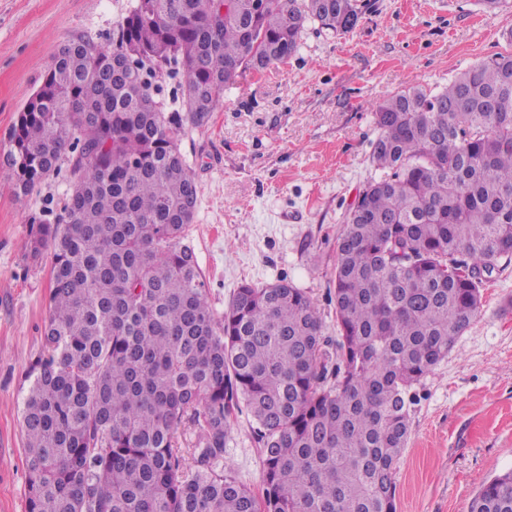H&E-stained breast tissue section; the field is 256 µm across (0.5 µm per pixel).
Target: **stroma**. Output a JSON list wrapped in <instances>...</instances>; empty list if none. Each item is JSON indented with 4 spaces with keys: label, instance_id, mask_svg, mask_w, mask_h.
Returning <instances> with one entry per match:
<instances>
[{
    "label": "stroma",
    "instance_id": "obj_1",
    "mask_svg": "<svg viewBox=\"0 0 512 512\" xmlns=\"http://www.w3.org/2000/svg\"><path fill=\"white\" fill-rule=\"evenodd\" d=\"M133 0H0V151L67 41L100 44ZM512 9L479 0H365L339 35L306 23L287 62L246 72L202 127L179 136L198 186L185 243L209 303L223 314L242 283L286 280L310 296L336 345V245L371 162L374 105L411 85L440 91L459 73L512 51ZM70 160L16 197L0 165V512H27L22 421L27 371L43 350L52 251L32 256V217L54 220ZM224 466L262 490L261 446L234 413ZM512 470V263L496 269L475 321L415 389L396 473L397 512H468L475 493Z\"/></svg>",
    "mask_w": 512,
    "mask_h": 512
}]
</instances>
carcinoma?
<instances>
[{
  "label": "carcinoma",
  "mask_w": 512,
  "mask_h": 512,
  "mask_svg": "<svg viewBox=\"0 0 512 512\" xmlns=\"http://www.w3.org/2000/svg\"><path fill=\"white\" fill-rule=\"evenodd\" d=\"M135 0L111 44L57 51L9 136L15 192L73 189L53 249L44 351L23 401L27 512H396L412 389L477 318L512 262V53L375 106L370 182L338 239L336 367L301 288H237L211 308L193 251L197 183L180 151L242 73L285 63L307 21L338 34L359 0ZM154 76L183 73L165 111ZM262 444L263 494L224 469L234 410ZM193 426L192 463L175 444ZM469 512H512V471Z\"/></svg>",
  "instance_id": "cac0c4a2"
}]
</instances>
